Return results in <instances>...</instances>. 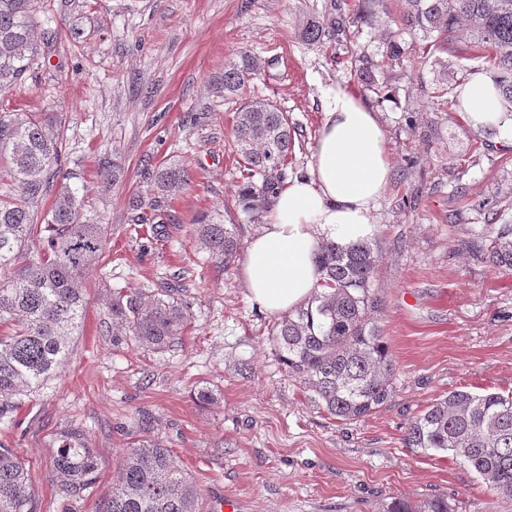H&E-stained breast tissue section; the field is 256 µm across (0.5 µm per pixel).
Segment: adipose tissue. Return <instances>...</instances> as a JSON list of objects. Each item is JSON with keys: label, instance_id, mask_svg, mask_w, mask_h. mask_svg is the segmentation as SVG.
I'll return each mask as SVG.
<instances>
[{"label": "adipose tissue", "instance_id": "1", "mask_svg": "<svg viewBox=\"0 0 512 512\" xmlns=\"http://www.w3.org/2000/svg\"><path fill=\"white\" fill-rule=\"evenodd\" d=\"M457 93L473 130L494 131L512 144V112L503 108L490 74L473 72ZM322 95L326 108L307 169L271 198L267 218L249 237L240 267L250 299L271 314L308 300L322 243L347 246L374 234L375 207L392 179L378 112L337 83Z\"/></svg>", "mask_w": 512, "mask_h": 512}]
</instances>
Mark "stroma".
I'll return each mask as SVG.
<instances>
[{
    "mask_svg": "<svg viewBox=\"0 0 512 512\" xmlns=\"http://www.w3.org/2000/svg\"><path fill=\"white\" fill-rule=\"evenodd\" d=\"M358 0H95L78 48L59 50L0 95V108L63 116L66 183L102 224L105 245L85 279L86 313L66 365L0 418V444L25 462L39 512H101L125 448L170 449L200 490L202 512H386L397 499L448 501V512H512L451 454L403 445L408 423L455 389L512 394V274L465 247L487 224H512V147L475 133L464 108L425 92L430 72L382 56L381 27L333 30ZM316 16L322 43L298 36ZM248 49L268 60L247 89L297 128L284 173H304L326 103L320 88L365 92L353 53L374 63L376 109L392 180L374 212L381 256L373 314L392 351L394 391L378 412L342 421L289 376L267 334L273 315L249 299L239 265L199 248L203 213L260 229L238 204L233 136L241 100L216 82ZM116 161L121 172L100 168ZM187 167L190 185L158 220L136 224L130 199L149 198L153 168ZM176 284L190 310L181 341L165 350L113 345L109 303L118 287L153 293ZM214 399L202 402L200 389ZM80 430L95 449L99 480L81 497L53 470L56 438Z\"/></svg>",
    "mask_w": 512,
    "mask_h": 512,
    "instance_id": "1",
    "label": "stroma"
}]
</instances>
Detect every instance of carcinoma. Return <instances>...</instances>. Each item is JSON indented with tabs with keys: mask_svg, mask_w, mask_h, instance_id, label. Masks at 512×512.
Returning <instances> with one entry per match:
<instances>
[{
	"mask_svg": "<svg viewBox=\"0 0 512 512\" xmlns=\"http://www.w3.org/2000/svg\"><path fill=\"white\" fill-rule=\"evenodd\" d=\"M0 0V93L38 76L57 51L61 38L51 23H69L72 40L81 35L87 0ZM386 17V56L434 74L433 97L452 93L448 58L478 55L494 70L503 105L512 109V0H403L397 14ZM413 42L396 40L393 26ZM324 23L309 18L301 40L320 42ZM429 41L427 54L415 55L414 42ZM268 62L249 50L237 52L224 66L221 88L237 95ZM42 112L0 113V161L8 163L0 192V417L38 392L69 359L70 336L85 313L84 277L102 252L101 225L88 219L70 187L62 184L47 223V247L33 251L37 234L32 208L54 186L66 150L65 128ZM241 162L242 210L259 220L283 178L281 167L295 142L288 116L268 102L251 101L238 112L234 127ZM155 194L134 205L136 223L149 224V212L190 185L187 169L170 164L158 169ZM195 236L212 258L229 267L239 248L235 230L204 214ZM477 254L512 273V224H489L487 232L468 241ZM379 254L362 240L350 246L324 243L315 265L317 282L305 304L273 324L270 341L288 373L303 381L314 402L329 415L353 421L365 418L391 396L394 361L379 325L371 316L378 305L371 288ZM177 289L147 295L115 288L110 307L113 325L125 332L112 342L167 349L182 339L190 320ZM404 444L416 452H447L461 460L486 486L512 500V394L454 390L414 417ZM53 466L79 497L98 479L96 451L72 430L60 435ZM199 490L174 462L169 449L137 441L125 449L121 473L112 482L104 512H200ZM0 512H36L24 462L0 445ZM388 512H448L443 498L420 506L394 503Z\"/></svg>",
	"mask_w": 512,
	"mask_h": 512,
	"instance_id": "obj_1",
	"label": "carcinoma"
}]
</instances>
